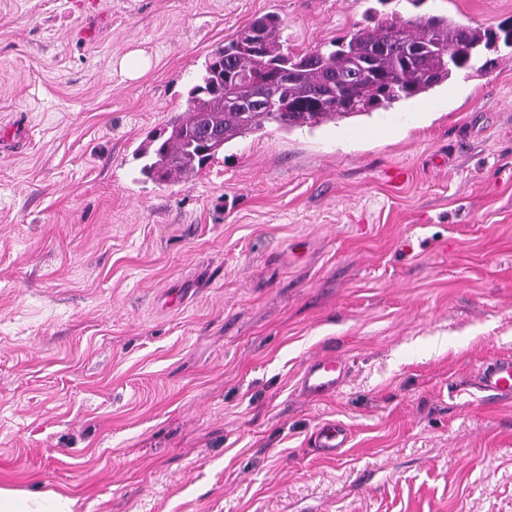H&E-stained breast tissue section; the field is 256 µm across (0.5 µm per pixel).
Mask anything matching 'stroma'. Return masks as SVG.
Instances as JSON below:
<instances>
[{"label":"stroma","instance_id":"stroma-1","mask_svg":"<svg viewBox=\"0 0 512 512\" xmlns=\"http://www.w3.org/2000/svg\"><path fill=\"white\" fill-rule=\"evenodd\" d=\"M512 29V0H397ZM379 0H0V487L76 512H512V47L421 98L134 152L208 55L277 14L296 51ZM345 358L331 397L297 389ZM349 432L333 460L319 426ZM347 366L336 357H322L311 361L300 379L303 394L323 398L335 394L347 376ZM479 388L489 397L512 396V359H495L480 371Z\"/></svg>","mask_w":512,"mask_h":512}]
</instances>
